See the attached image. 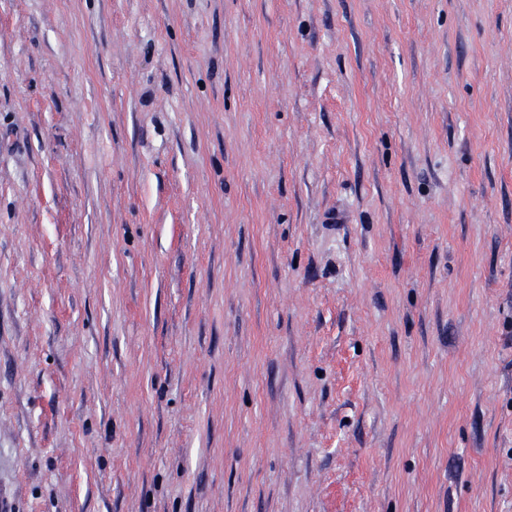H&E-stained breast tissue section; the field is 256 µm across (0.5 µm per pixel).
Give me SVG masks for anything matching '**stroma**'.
<instances>
[{"instance_id": "35a3bbf8", "label": "stroma", "mask_w": 512, "mask_h": 512, "mask_svg": "<svg viewBox=\"0 0 512 512\" xmlns=\"http://www.w3.org/2000/svg\"><path fill=\"white\" fill-rule=\"evenodd\" d=\"M0 497L512 512V0H0Z\"/></svg>"}]
</instances>
